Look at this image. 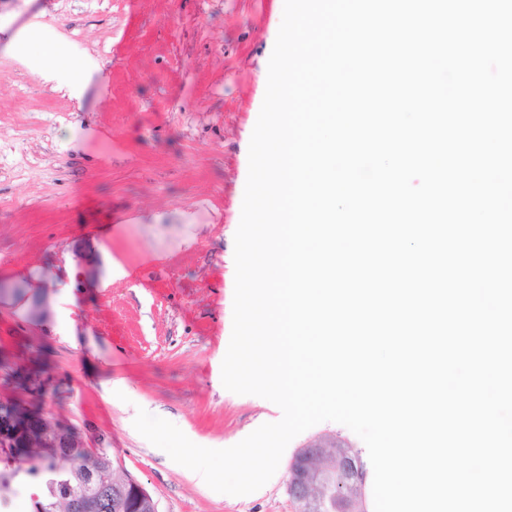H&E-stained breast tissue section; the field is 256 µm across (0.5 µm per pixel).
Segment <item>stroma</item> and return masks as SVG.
Instances as JSON below:
<instances>
[{"mask_svg":"<svg viewBox=\"0 0 512 512\" xmlns=\"http://www.w3.org/2000/svg\"><path fill=\"white\" fill-rule=\"evenodd\" d=\"M284 0H0V400L107 447L160 512H297L288 463L331 435L287 446L275 479L247 495L196 485L133 426L138 410L192 442L233 446L280 420L228 391L234 238L248 149ZM92 74L81 98L17 58L31 29ZM120 261L126 277L112 276ZM36 368L38 397L11 372ZM123 381L113 396L114 381Z\"/></svg>","mask_w":512,"mask_h":512,"instance_id":"obj_1","label":"stroma"}]
</instances>
